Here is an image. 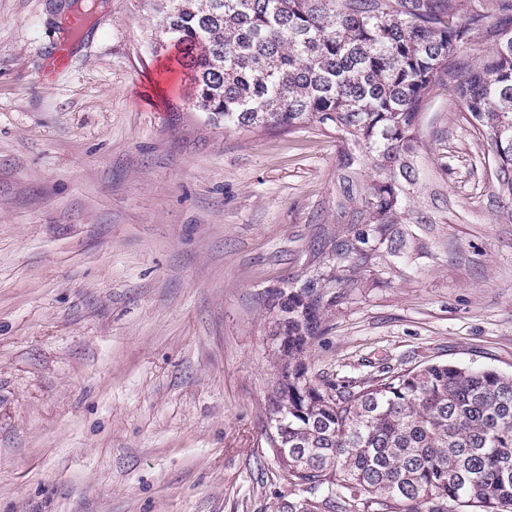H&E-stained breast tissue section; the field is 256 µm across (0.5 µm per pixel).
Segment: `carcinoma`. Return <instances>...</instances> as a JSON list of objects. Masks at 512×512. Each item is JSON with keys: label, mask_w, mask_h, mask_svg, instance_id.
<instances>
[{"label": "carcinoma", "mask_w": 512, "mask_h": 512, "mask_svg": "<svg viewBox=\"0 0 512 512\" xmlns=\"http://www.w3.org/2000/svg\"><path fill=\"white\" fill-rule=\"evenodd\" d=\"M155 48L181 50L195 107L224 127L329 130L337 229L312 275L273 290L279 379L268 395L275 512H512V375L432 363L325 389L305 354L363 272L405 255L399 224H446L421 199V115L448 89L491 148L489 189L512 224V0H155ZM479 46L466 64L461 53Z\"/></svg>", "instance_id": "cac0c4a2"}]
</instances>
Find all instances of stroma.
<instances>
[{"instance_id": "stroma-1", "label": "stroma", "mask_w": 512, "mask_h": 512, "mask_svg": "<svg viewBox=\"0 0 512 512\" xmlns=\"http://www.w3.org/2000/svg\"><path fill=\"white\" fill-rule=\"evenodd\" d=\"M62 0H0V512H274L272 290L335 218L334 133L193 106L152 0H105L42 80ZM444 224L408 227L311 344L319 386L512 375V224L453 94L425 113Z\"/></svg>"}]
</instances>
